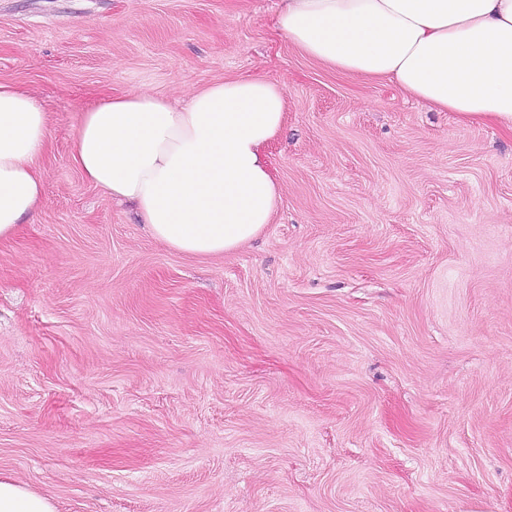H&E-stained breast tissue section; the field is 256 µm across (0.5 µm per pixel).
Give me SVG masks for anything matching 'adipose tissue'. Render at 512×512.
<instances>
[{"label":"adipose tissue","mask_w":512,"mask_h":512,"mask_svg":"<svg viewBox=\"0 0 512 512\" xmlns=\"http://www.w3.org/2000/svg\"><path fill=\"white\" fill-rule=\"evenodd\" d=\"M277 27L330 70L386 80L433 111L512 129V0H279ZM284 120L282 88L261 75L202 87L181 107L117 94L85 111L72 161L89 184L133 204L155 240L219 257L272 220L280 190L265 149ZM47 140L40 104L0 81V240L40 208L35 160ZM0 512L56 508L0 478Z\"/></svg>","instance_id":"obj_1"}]
</instances>
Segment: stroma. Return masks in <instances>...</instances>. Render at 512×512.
<instances>
[{
	"instance_id": "stroma-1",
	"label": "stroma",
	"mask_w": 512,
	"mask_h": 512,
	"mask_svg": "<svg viewBox=\"0 0 512 512\" xmlns=\"http://www.w3.org/2000/svg\"><path fill=\"white\" fill-rule=\"evenodd\" d=\"M277 0H0L42 106L0 241V474L56 512H512V132L340 75ZM262 75L270 224L199 259L71 160L112 94Z\"/></svg>"
}]
</instances>
